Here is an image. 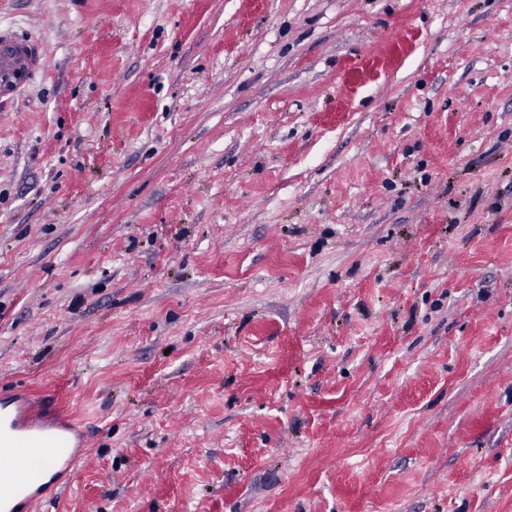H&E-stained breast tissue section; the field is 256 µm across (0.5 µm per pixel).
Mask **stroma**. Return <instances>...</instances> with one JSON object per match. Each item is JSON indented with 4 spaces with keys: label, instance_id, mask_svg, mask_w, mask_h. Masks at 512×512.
Returning <instances> with one entry per match:
<instances>
[{
    "label": "stroma",
    "instance_id": "35a3bbf8",
    "mask_svg": "<svg viewBox=\"0 0 512 512\" xmlns=\"http://www.w3.org/2000/svg\"><path fill=\"white\" fill-rule=\"evenodd\" d=\"M0 393L45 512H512V0H0ZM45 55L43 41L0 28V99L16 96L40 69ZM3 398L4 410L15 402ZM37 404L26 410L9 409L0 418V511L31 512L42 499L29 489L39 485L47 470L61 461L71 464L69 442L64 435L50 432L40 421Z\"/></svg>",
    "mask_w": 512,
    "mask_h": 512
}]
</instances>
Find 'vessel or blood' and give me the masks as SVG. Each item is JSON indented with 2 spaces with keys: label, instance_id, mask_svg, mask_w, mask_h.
I'll return each mask as SVG.
<instances>
[{
  "label": "vessel or blood",
  "instance_id": "b4317fda",
  "mask_svg": "<svg viewBox=\"0 0 512 512\" xmlns=\"http://www.w3.org/2000/svg\"><path fill=\"white\" fill-rule=\"evenodd\" d=\"M46 55L44 42L0 29V99L16 96L33 78ZM0 400V512H34L31 489L47 470L66 460L69 442L41 422L38 405L12 407Z\"/></svg>",
  "mask_w": 512,
  "mask_h": 512
}]
</instances>
